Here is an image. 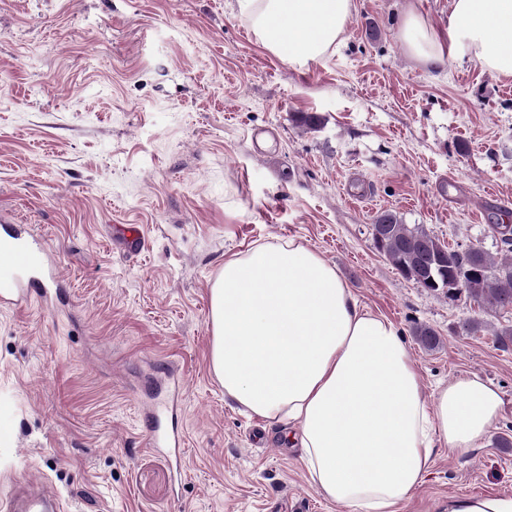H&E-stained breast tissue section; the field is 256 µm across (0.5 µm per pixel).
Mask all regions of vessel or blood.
Wrapping results in <instances>:
<instances>
[{
	"label": "vessel or blood",
	"mask_w": 512,
	"mask_h": 512,
	"mask_svg": "<svg viewBox=\"0 0 512 512\" xmlns=\"http://www.w3.org/2000/svg\"><path fill=\"white\" fill-rule=\"evenodd\" d=\"M59 279L57 266L45 256L43 239L0 213V303H25L35 291L46 306H60ZM165 377L171 388L157 392L148 413L151 445L178 456L182 453L183 439L179 433L168 431L165 422L174 409L182 383L174 371H166ZM5 509L6 512H61V503L49 489L31 493L18 487L11 492Z\"/></svg>",
	"instance_id": "vessel-or-blood-1"
}]
</instances>
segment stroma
<instances>
[{
  "mask_svg": "<svg viewBox=\"0 0 512 512\" xmlns=\"http://www.w3.org/2000/svg\"><path fill=\"white\" fill-rule=\"evenodd\" d=\"M449 3L356 0L336 51L298 68L233 0H0V212L43 236L69 300L0 305V495L34 483L64 512H341L287 426L228 402L209 367L225 258L288 238L396 325L424 398L475 373L508 403L483 447H437L403 512L512 495V447L496 445L512 437V345L495 334L512 308L470 334L467 294L404 279L372 239L390 211L494 254L490 224L512 214V79L465 56L425 68L396 37L405 7L441 26ZM259 129L272 138L252 141ZM129 226L145 236L133 257L113 242ZM169 366L179 460L151 447L146 417Z\"/></svg>",
  "mask_w": 512,
  "mask_h": 512,
  "instance_id": "35a3bbf8",
  "label": "stroma"
}]
</instances>
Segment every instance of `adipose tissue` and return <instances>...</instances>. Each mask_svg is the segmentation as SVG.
Here are the masks:
<instances>
[{"label":"adipose tissue","instance_id":"ef3b65f1","mask_svg":"<svg viewBox=\"0 0 512 512\" xmlns=\"http://www.w3.org/2000/svg\"><path fill=\"white\" fill-rule=\"evenodd\" d=\"M255 40L291 66L335 50L355 0H235ZM398 38L427 68L458 53L512 78V0H450L447 25L413 8ZM210 367L225 398L273 423L288 420L307 471L343 512H401L437 444L476 448L504 400L478 375L425 400L392 321L365 311L336 268L295 240L232 255L209 297Z\"/></svg>","mask_w":512,"mask_h":512}]
</instances>
